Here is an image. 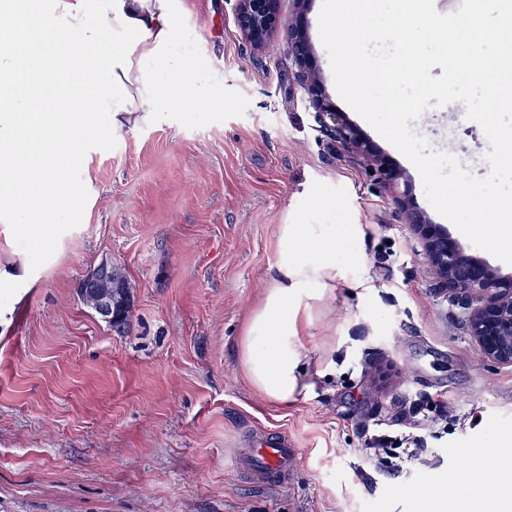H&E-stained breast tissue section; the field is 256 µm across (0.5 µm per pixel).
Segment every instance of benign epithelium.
<instances>
[{
    "label": "benign epithelium",
    "instance_id": "obj_1",
    "mask_svg": "<svg viewBox=\"0 0 512 512\" xmlns=\"http://www.w3.org/2000/svg\"><path fill=\"white\" fill-rule=\"evenodd\" d=\"M280 0H235L236 22L242 39L255 49L271 43L279 25ZM306 0H295L288 19V58L294 78L307 96L319 131L344 150L368 162L379 182L391 193L406 223L418 235L423 254L432 266L439 288L468 311L467 328L484 356L512 364V276H502L469 253L441 224L432 223L411 200L404 173L393 161L377 152L360 130L336 109L326 94L314 48L304 23ZM97 313L112 319V288L102 290L94 303Z\"/></svg>",
    "mask_w": 512,
    "mask_h": 512
}]
</instances>
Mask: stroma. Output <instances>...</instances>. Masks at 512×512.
<instances>
[{"label": "stroma", "mask_w": 512, "mask_h": 512, "mask_svg": "<svg viewBox=\"0 0 512 512\" xmlns=\"http://www.w3.org/2000/svg\"><path fill=\"white\" fill-rule=\"evenodd\" d=\"M162 5L172 53L220 107L92 134L69 174L81 214L44 245L0 223V269H26L0 286V512H419L418 495L467 472L471 454L512 455V364L469 336L369 165L318 131L285 30L258 51L240 37L234 0ZM321 7L308 0L305 22L327 94L442 223L414 165L339 96ZM413 127L488 174V141L463 103ZM283 224L323 225L341 270L304 312L305 387L285 406L241 363ZM104 260L131 285L123 332L77 295ZM429 399L445 404L426 433L431 460L396 479L369 468L370 436L397 435ZM266 432L297 453L290 479L261 485L246 452Z\"/></svg>", "instance_id": "stroma-1"}]
</instances>
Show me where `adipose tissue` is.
I'll list each match as a JSON object with an SVG mask.
<instances>
[{
  "label": "adipose tissue",
  "mask_w": 512,
  "mask_h": 512,
  "mask_svg": "<svg viewBox=\"0 0 512 512\" xmlns=\"http://www.w3.org/2000/svg\"><path fill=\"white\" fill-rule=\"evenodd\" d=\"M174 21L160 0H0V201L33 242L79 206L66 170L78 166L93 126L118 133L167 112H200L192 69L169 47ZM280 260L250 318L242 365L254 388L288 405L301 386L302 310L336 277L335 243L316 224H284ZM501 494L462 496L447 483L426 502L444 512H512V458L495 461Z\"/></svg>",
  "instance_id": "1"
}]
</instances>
